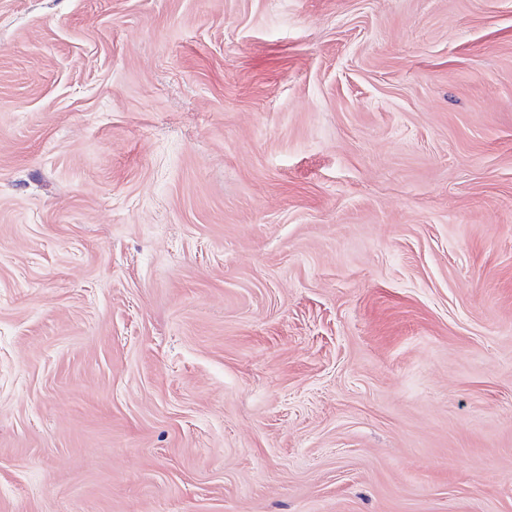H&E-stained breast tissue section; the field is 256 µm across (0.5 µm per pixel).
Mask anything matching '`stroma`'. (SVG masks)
I'll return each instance as SVG.
<instances>
[{
    "label": "stroma",
    "mask_w": 512,
    "mask_h": 512,
    "mask_svg": "<svg viewBox=\"0 0 512 512\" xmlns=\"http://www.w3.org/2000/svg\"><path fill=\"white\" fill-rule=\"evenodd\" d=\"M0 512H512V0H0Z\"/></svg>",
    "instance_id": "35a3bbf8"
}]
</instances>
